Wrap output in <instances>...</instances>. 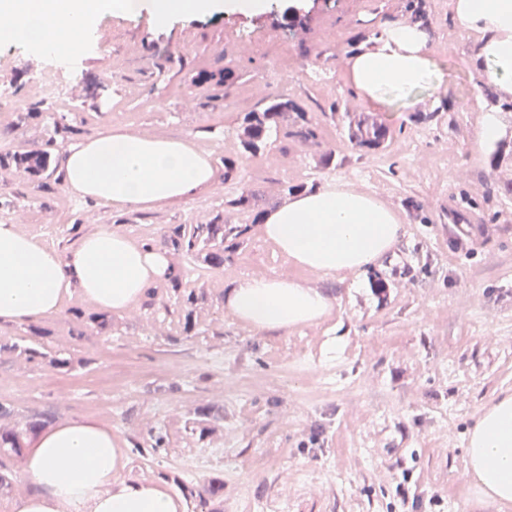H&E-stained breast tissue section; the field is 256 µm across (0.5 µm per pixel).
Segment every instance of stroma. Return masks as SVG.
Segmentation results:
<instances>
[{"instance_id":"obj_1","label":"stroma","mask_w":512,"mask_h":512,"mask_svg":"<svg viewBox=\"0 0 512 512\" xmlns=\"http://www.w3.org/2000/svg\"><path fill=\"white\" fill-rule=\"evenodd\" d=\"M453 0H424L431 79L407 98L366 103L343 67L346 55L373 49L382 32L411 14L409 0H267L245 16L216 8L157 25L147 11L107 15L112 45L83 39L81 80L54 111L72 131L57 152L117 126L167 137L195 135L214 149L216 169L237 165L236 181L149 210L117 209L66 196L61 173L33 191L16 168H0V222L22 219L60 254L84 237L83 223L151 247L185 224L248 191L261 213L329 183L375 194L396 210L404 234L374 267L338 282L299 271L333 301L317 326L258 334L224 310L236 278L282 272L284 260L251 214L231 261L206 266L172 257L183 290L206 296L185 305L168 283L137 308L114 313L105 329L81 325L87 310L72 294L63 311L32 323H0V404L4 427L29 420L53 427L96 416L113 398L97 385L99 355L111 347L148 371L116 400L107 422L127 450L125 479L152 478L173 495L191 490L200 512H512L474 495L468 433L483 409L512 392V101L500 99L475 61L478 37L463 32ZM291 42L295 65L273 72L257 51L266 24ZM46 57L0 42V87L16 100L0 113V154L43 147L46 120H21L41 96L31 77ZM210 74L199 80L200 71ZM232 72L223 81L224 72ZM285 96L321 127L314 142L287 141L251 157L236 128L265 98ZM498 113L502 134L477 143L482 111ZM380 118L381 147H356L346 113ZM336 339L335 358L325 344ZM50 353L28 360L11 344ZM50 373L76 380L64 393L39 385ZM226 443L230 458L194 466L198 452ZM223 491L212 493L214 477ZM407 497H400L397 486Z\"/></svg>"}]
</instances>
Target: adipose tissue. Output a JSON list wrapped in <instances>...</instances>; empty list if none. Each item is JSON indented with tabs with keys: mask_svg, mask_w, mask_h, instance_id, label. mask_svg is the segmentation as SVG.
Here are the masks:
<instances>
[{
	"mask_svg": "<svg viewBox=\"0 0 512 512\" xmlns=\"http://www.w3.org/2000/svg\"><path fill=\"white\" fill-rule=\"evenodd\" d=\"M215 0H0V40L42 53L75 56L96 18L148 9L157 24L175 14L206 13ZM460 28L479 34L475 58L486 80L512 100V0H454ZM351 83L369 104L404 97L430 76L428 39L419 25L387 28L375 49L344 60ZM66 186L113 206L148 209L192 198L217 184L213 152L195 137H156L115 128L69 148ZM400 215L377 196L343 184L299 193L264 217L263 238L290 267L343 278L376 263L397 242ZM171 271L166 250L111 230L82 239L67 255L36 235L0 222V322H30L60 313L72 289L107 312L135 308ZM224 306L258 333L288 332L326 320L330 297L289 273L234 281ZM469 469L480 500L512 503V393L493 400L469 435ZM124 443L98 419L67 421L30 444L24 471L34 492L14 512H180L151 479L127 482Z\"/></svg>",
	"mask_w": 512,
	"mask_h": 512,
	"instance_id": "obj_1",
	"label": "adipose tissue"
}]
</instances>
